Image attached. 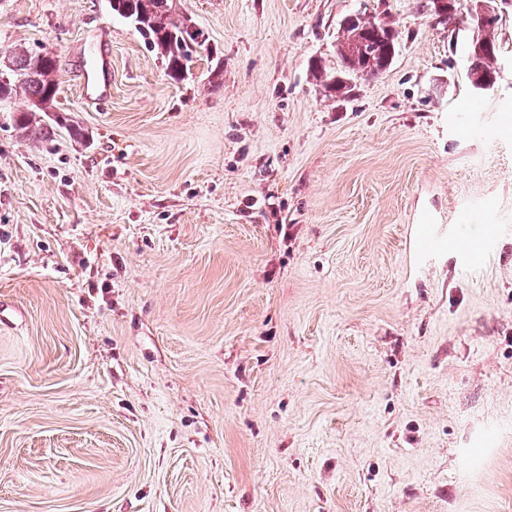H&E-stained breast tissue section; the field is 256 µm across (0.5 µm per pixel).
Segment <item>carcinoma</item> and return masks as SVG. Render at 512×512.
I'll return each mask as SVG.
<instances>
[{"label":"carcinoma","mask_w":512,"mask_h":512,"mask_svg":"<svg viewBox=\"0 0 512 512\" xmlns=\"http://www.w3.org/2000/svg\"><path fill=\"white\" fill-rule=\"evenodd\" d=\"M112 11L134 23L135 28L147 43L160 55L166 74L181 78L195 48L208 42L206 33L192 25L190 19L178 10L177 0H110ZM374 22L358 20L353 28L346 29V36L337 45V57L343 67L344 78L331 82L336 94L346 96L352 92L356 79L374 78L388 66L387 44H365L362 31H372ZM498 25L482 26L474 23V33L468 46L472 55L471 68L466 71L469 83L490 81L498 78L500 45L496 37ZM32 53L25 51H0V68L8 71V79L0 77V104L8 102L18 94L26 95L30 111L20 112L15 117L16 127L35 137L42 135L46 123L39 112L53 111L57 92L56 56L47 54L41 68L28 73Z\"/></svg>","instance_id":"obj_1"}]
</instances>
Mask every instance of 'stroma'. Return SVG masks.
<instances>
[{
	"instance_id": "1",
	"label": "stroma",
	"mask_w": 512,
	"mask_h": 512,
	"mask_svg": "<svg viewBox=\"0 0 512 512\" xmlns=\"http://www.w3.org/2000/svg\"><path fill=\"white\" fill-rule=\"evenodd\" d=\"M419 3L179 0L175 81L109 0H0L60 119L0 105V512H512V70ZM356 14L401 42L342 97ZM109 37L107 33L101 34L96 55L93 57L91 68L82 75L83 88L86 89V97L100 98L107 92L112 78L111 60L108 48Z\"/></svg>"
}]
</instances>
